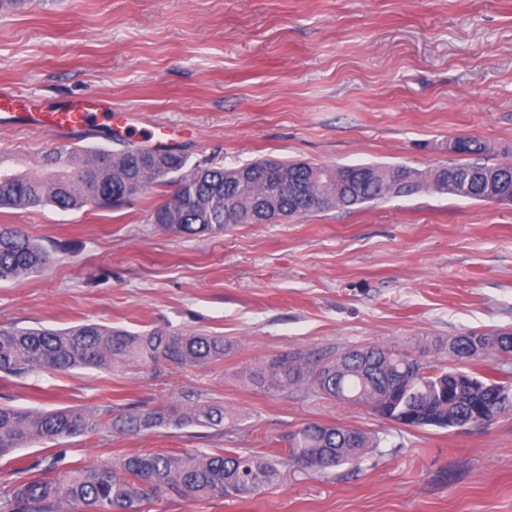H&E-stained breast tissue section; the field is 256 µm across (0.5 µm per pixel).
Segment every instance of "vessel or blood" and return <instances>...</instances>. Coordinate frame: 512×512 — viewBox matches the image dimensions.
<instances>
[{
  "label": "vessel or blood",
  "mask_w": 512,
  "mask_h": 512,
  "mask_svg": "<svg viewBox=\"0 0 512 512\" xmlns=\"http://www.w3.org/2000/svg\"><path fill=\"white\" fill-rule=\"evenodd\" d=\"M115 112L109 98L88 94L69 102L42 106L26 93L0 87V125L4 127H41L73 131L95 120L114 122Z\"/></svg>",
  "instance_id": "1"
}]
</instances>
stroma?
<instances>
[{"instance_id":"35a3bbf8","label":"stroma","mask_w":512,"mask_h":512,"mask_svg":"<svg viewBox=\"0 0 512 512\" xmlns=\"http://www.w3.org/2000/svg\"><path fill=\"white\" fill-rule=\"evenodd\" d=\"M0 85L56 103L100 93L140 133L176 128L188 166L456 161L459 136L512 162V0H26L0 12ZM60 145L118 148L103 126L0 127L17 170L43 173ZM174 185L130 205L0 209L51 252L40 273L0 282V326L86 321L140 331L202 329L233 345L200 369L0 379L23 410L213 400L223 431L109 430L60 440L92 466L136 452L266 453L300 424L352 426L377 448L325 472L286 466L250 498L166 495L151 512H512V413L467 430L407 428L308 389L265 390L244 370L285 352L333 358L374 343L452 370L435 342L512 331V203L427 191L221 235L153 224Z\"/></svg>"}]
</instances>
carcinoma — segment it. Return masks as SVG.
Returning <instances> with one entry per match:
<instances>
[{"instance_id":"obj_1","label":"carcinoma","mask_w":512,"mask_h":512,"mask_svg":"<svg viewBox=\"0 0 512 512\" xmlns=\"http://www.w3.org/2000/svg\"><path fill=\"white\" fill-rule=\"evenodd\" d=\"M450 151L475 157L422 172L407 165L363 164L352 177L342 166L267 159L224 169L186 168L183 155L168 150L144 154L131 145L78 151L60 145L46 155L48 171L37 176L0 170V209L46 207L79 209L87 203L119 208L153 184L175 175L172 200L154 210L153 223L186 235L222 234L238 224H264L333 209L408 197L440 183L448 194L479 202L512 196V168L487 165L477 156L485 146L474 138L455 140ZM46 249L16 224H0V282L38 273L49 265ZM232 344L202 330L152 328L132 333L89 322L56 330L0 327V378L35 370L69 372L78 368L112 370L126 362L197 369L224 362ZM250 383L275 390L308 385L329 398L343 395L391 420L401 415L412 427L449 429L498 399L512 402V380L466 372L472 385L457 388L448 371L395 348L374 345L345 352L325 363L300 352L259 363L245 372ZM162 425L183 428L224 426V406L200 401L186 409L174 405L132 406L118 414L64 407L26 411L0 406V457L39 443L54 447L65 438L102 428L139 434ZM286 456L183 453L130 454L112 465H64L56 452L40 469L15 468L26 478L0 496V512H150L149 505L169 493L185 497H252L277 483L280 467L291 464L315 472L360 459L374 447L356 427L307 422L286 436Z\"/></svg>"}]
</instances>
